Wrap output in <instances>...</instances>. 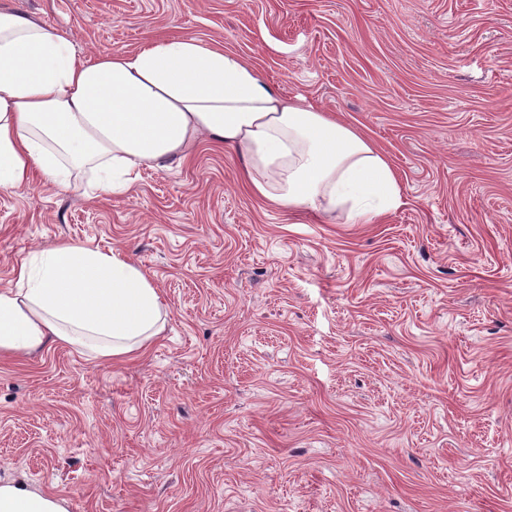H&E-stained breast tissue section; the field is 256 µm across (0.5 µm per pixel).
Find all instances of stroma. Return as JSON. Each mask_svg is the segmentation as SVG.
Segmentation results:
<instances>
[{
    "instance_id": "35a3bbf8",
    "label": "stroma",
    "mask_w": 512,
    "mask_h": 512,
    "mask_svg": "<svg viewBox=\"0 0 512 512\" xmlns=\"http://www.w3.org/2000/svg\"><path fill=\"white\" fill-rule=\"evenodd\" d=\"M84 57L219 42L358 129L401 205L253 197L224 146L129 191L0 190V289L59 241L141 267L139 356L0 355V484L68 512H512V0H0Z\"/></svg>"
}]
</instances>
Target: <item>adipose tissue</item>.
I'll use <instances>...</instances> for the list:
<instances>
[{
    "instance_id": "adipose-tissue-1",
    "label": "adipose tissue",
    "mask_w": 512,
    "mask_h": 512,
    "mask_svg": "<svg viewBox=\"0 0 512 512\" xmlns=\"http://www.w3.org/2000/svg\"><path fill=\"white\" fill-rule=\"evenodd\" d=\"M210 140L230 148L252 193L370 224L400 202L391 164L357 130L274 92L217 43L158 38L130 52L82 57L71 41L0 10V188L35 177L128 191L144 167H166ZM165 329L152 279L112 251L70 242L37 250L0 290V354L45 343L101 360L143 352ZM0 512H66L61 500L0 484Z\"/></svg>"
}]
</instances>
